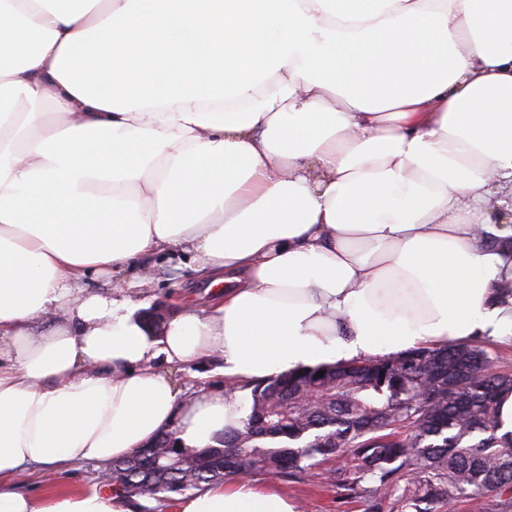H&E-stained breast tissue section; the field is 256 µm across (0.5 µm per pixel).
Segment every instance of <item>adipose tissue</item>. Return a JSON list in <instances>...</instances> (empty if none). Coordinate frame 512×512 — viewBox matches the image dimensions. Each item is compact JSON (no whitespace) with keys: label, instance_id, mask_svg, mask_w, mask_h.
<instances>
[{"label":"adipose tissue","instance_id":"1","mask_svg":"<svg viewBox=\"0 0 512 512\" xmlns=\"http://www.w3.org/2000/svg\"><path fill=\"white\" fill-rule=\"evenodd\" d=\"M505 193L512 0H0V512H137L16 480L216 444L273 374L512 338ZM166 251L217 290L155 337L121 279ZM212 356L183 399L166 366ZM175 512L294 509L237 479ZM222 361L214 357L209 362L171 369L172 377L185 392L184 398L192 396L201 388L210 389L224 384V376L220 372Z\"/></svg>","mask_w":512,"mask_h":512}]
</instances>
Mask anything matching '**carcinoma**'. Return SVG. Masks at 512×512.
<instances>
[{
  "label": "carcinoma",
  "mask_w": 512,
  "mask_h": 512,
  "mask_svg": "<svg viewBox=\"0 0 512 512\" xmlns=\"http://www.w3.org/2000/svg\"><path fill=\"white\" fill-rule=\"evenodd\" d=\"M490 363L484 346L450 340L271 375L250 384L240 428L191 453L161 434L112 462L113 490L177 495L230 477L299 478L329 461L337 499L364 512H438L462 497L512 512V431L500 433L499 401L512 375Z\"/></svg>",
  "instance_id": "obj_1"
}]
</instances>
